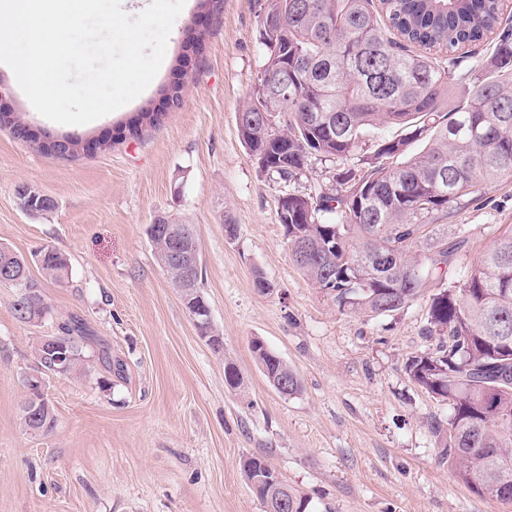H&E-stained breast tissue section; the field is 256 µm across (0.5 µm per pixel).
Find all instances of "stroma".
<instances>
[{"label":"stroma","instance_id":"35a3bbf8","mask_svg":"<svg viewBox=\"0 0 512 512\" xmlns=\"http://www.w3.org/2000/svg\"><path fill=\"white\" fill-rule=\"evenodd\" d=\"M262 3L224 0L201 50L188 53L199 8L186 0L148 88L84 125L41 116L0 68V107L30 133L23 140L0 129V245L31 260L52 246L70 261L63 284L32 261L30 277L51 308L40 322H20L16 289L0 286V512H263L242 468L251 455L309 493L314 512H512V503L457 480L428 427L448 410L405 370L427 346V298L390 316L342 313L290 255L277 220L283 185L259 170L237 126L264 62ZM176 75L182 100L168 108L161 91ZM147 106L163 111L161 125L130 134ZM64 137L109 146L66 158L39 148ZM22 185L55 209L22 210ZM161 218L196 229L223 351L198 335L155 262L146 228ZM431 221L468 231L448 272L457 281L512 227V177ZM258 272L271 291L257 290ZM75 315L98 341L89 354L108 347L125 371L112 376L94 362L82 375L47 377L56 427L31 435L21 405L33 346ZM256 337L295 369L298 394L282 397L268 383L250 349ZM228 360L242 377L236 390L224 381Z\"/></svg>","mask_w":512,"mask_h":512}]
</instances>
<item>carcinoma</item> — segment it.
<instances>
[{
	"instance_id": "1",
	"label": "carcinoma",
	"mask_w": 512,
	"mask_h": 512,
	"mask_svg": "<svg viewBox=\"0 0 512 512\" xmlns=\"http://www.w3.org/2000/svg\"><path fill=\"white\" fill-rule=\"evenodd\" d=\"M288 19L262 27L267 54L257 81L275 82L288 73V88L265 94L262 106L276 114L270 127L259 119L238 125L260 171L273 174L287 191L279 201L280 224H288V248L296 265L339 311L367 317L390 316L419 299L432 281L448 275L458 250L467 243L457 228L429 224L482 183L512 176V37L502 35L490 60L480 64L464 99L454 111L441 110L456 52L479 44L500 24L502 0H267L262 19L281 12ZM163 113L147 108L137 125L157 127ZM397 127L402 134L382 137L363 159V173L340 175L341 191L317 185L291 191L309 165L346 163L362 148L372 129ZM422 141L421 152L406 156ZM19 206L33 214L54 208L51 197L33 187L17 191ZM155 259L187 310L204 300L202 265L193 287L184 286L167 262L171 242L150 236ZM44 278L63 284L67 258L46 246L37 251ZM22 272L13 304L20 321L26 298L44 299L28 275V261L0 250L3 261ZM69 354L61 372L52 368L42 346H34L42 376L86 372V348L95 342L81 320L58 325ZM432 347L408 359L410 378L437 402L446 419L429 423L441 456L457 479L479 495L512 502V228L506 229L480 262L457 284L429 297L422 332ZM253 357L271 386L288 381L287 395L300 392L294 370L258 337ZM98 361L109 372L124 371L101 347ZM25 402L38 407L22 413L26 431L48 435L55 428L52 406L39 380L27 383ZM249 488L263 501L276 493L275 468L261 456L243 460ZM288 490V512H311L312 497Z\"/></svg>"
}]
</instances>
